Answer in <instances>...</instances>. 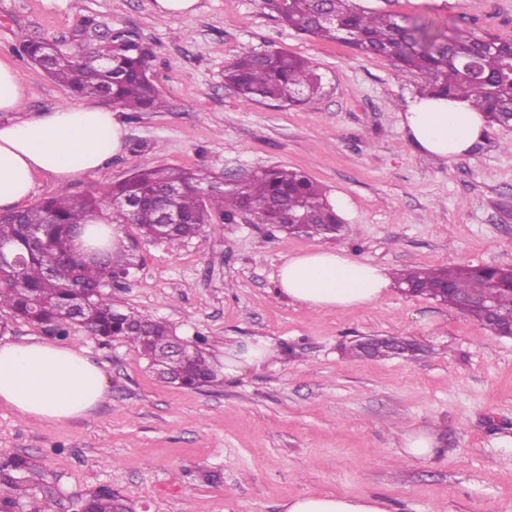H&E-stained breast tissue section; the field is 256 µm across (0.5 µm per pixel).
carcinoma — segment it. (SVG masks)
<instances>
[{
	"mask_svg": "<svg viewBox=\"0 0 512 512\" xmlns=\"http://www.w3.org/2000/svg\"><path fill=\"white\" fill-rule=\"evenodd\" d=\"M263 9L284 25L319 39L339 41L361 54L382 57L401 72L419 75L420 95L438 93L465 99L486 114L488 125L512 123V38L452 30L429 18H407L376 13L356 0H262ZM149 50L127 48L112 56L109 70H94L70 50L57 49V57L44 71L72 93L99 97L106 93L127 112H154L167 106L148 77ZM224 84L251 101L304 103L317 95L321 79L307 60L286 50H245L224 66ZM135 199L132 211L116 205ZM109 203L112 223L133 224L147 240L156 237L170 245L197 236L210 216L229 219L249 206L262 210L265 224L286 228L288 220L306 221L301 232L312 236L324 225L341 219L319 184L306 173L283 166L260 168L242 185L218 189L201 170L145 165L127 178L93 189L80 197H52L29 209L0 215V244L22 256L18 266L0 269V311L11 319L37 325L60 339L79 326L88 334L110 341L121 336L134 344L150 368L174 378L190 389L223 384L220 366L206 351L207 339H193V356L185 360L167 350L173 338L167 323L151 314L126 313L112 306L106 293L114 273H131L134 263L125 258V246L100 249L96 263H87L71 251L74 225L98 222L101 205ZM175 211L182 223L162 228L161 216ZM38 231L31 245L30 230ZM421 296H431L440 282L448 281V305L471 316L496 336L512 329V267L454 265L409 268L396 276ZM496 310L490 318L486 298ZM401 343L398 338L378 340L369 348L356 346L361 355L388 357ZM28 462L0 454V483L12 490L10 504L31 496L25 476ZM79 512H129L123 499L108 489L81 499Z\"/></svg>",
	"mask_w": 512,
	"mask_h": 512,
	"instance_id": "obj_1",
	"label": "carcinoma"
}]
</instances>
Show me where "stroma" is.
Returning <instances> with one entry per match:
<instances>
[{
	"instance_id": "obj_1",
	"label": "stroma",
	"mask_w": 512,
	"mask_h": 512,
	"mask_svg": "<svg viewBox=\"0 0 512 512\" xmlns=\"http://www.w3.org/2000/svg\"><path fill=\"white\" fill-rule=\"evenodd\" d=\"M449 28L512 38V0H362ZM130 30L149 46V74L166 108L116 110L126 149L69 180L41 173L33 201L77 197L140 165L202 170L245 181L260 167L307 173L341 209L336 238L292 236L248 213L212 216L172 247L123 225L137 268L111 289L113 306L148 312L184 338L204 336L216 359L261 336L276 349L217 388L161 382L135 346L102 343L74 327L106 378L86 416L40 422L0 404V453L25 457L32 496L11 512H78L108 488L132 512H283L306 495L374 496L389 512H512V338L400 288L376 306L314 311L279 293L290 255L340 248L390 271L453 264L512 267V128L492 127L468 154H421L399 123L417 75L348 45L285 27L260 0H199L197 13L163 17L156 0H0V59L20 73L26 109L79 107L83 97L22 55L27 40L71 46L86 24ZM285 49L321 75L300 105L259 103L224 83L241 51ZM147 143L141 154L131 144ZM367 336L414 342L405 356L359 358ZM434 431L429 461L396 455L405 428Z\"/></svg>"
}]
</instances>
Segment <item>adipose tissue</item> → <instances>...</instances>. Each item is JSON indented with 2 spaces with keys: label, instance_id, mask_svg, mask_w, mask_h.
<instances>
[{
  "label": "adipose tissue",
  "instance_id": "ef3b65f1",
  "mask_svg": "<svg viewBox=\"0 0 512 512\" xmlns=\"http://www.w3.org/2000/svg\"><path fill=\"white\" fill-rule=\"evenodd\" d=\"M25 110L19 72L0 62V207L27 203L34 177L67 180L100 168L124 148V129L111 110L95 104L58 105L35 116ZM413 146L449 161L466 154L485 134L487 121L468 101L413 97L400 115ZM288 299L314 310L343 312L380 302L392 286L387 268L319 247L288 256L277 272ZM274 354L271 340L256 338L224 351V375L261 366ZM106 395L102 370L79 351L44 341L0 346V403L39 421H62L89 413ZM284 512H388L374 497L305 495Z\"/></svg>",
  "mask_w": 512,
  "mask_h": 512
}]
</instances>
